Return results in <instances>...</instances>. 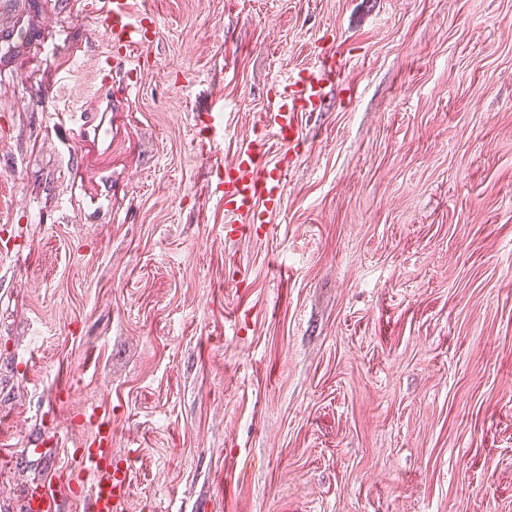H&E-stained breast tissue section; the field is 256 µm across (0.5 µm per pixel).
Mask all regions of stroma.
<instances>
[{
	"label": "stroma",
	"instance_id": "35a3bbf8",
	"mask_svg": "<svg viewBox=\"0 0 512 512\" xmlns=\"http://www.w3.org/2000/svg\"><path fill=\"white\" fill-rule=\"evenodd\" d=\"M0 44V512H512V0H19ZM333 55L281 202L224 210L276 85ZM101 13L109 32L115 54L131 61L136 70L144 56L142 50L148 45L152 16L147 12H134L132 0H103ZM101 426L91 442L86 440L78 445L83 448L75 460L79 476H84L92 485L85 496L84 512L119 511L128 487L126 472L112 469L115 445L111 426ZM52 483H44L40 488L28 489L23 495L24 512H58L59 496Z\"/></svg>",
	"mask_w": 512,
	"mask_h": 512
}]
</instances>
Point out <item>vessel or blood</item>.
Masks as SVG:
<instances>
[{"label": "vessel or blood", "instance_id": "1", "mask_svg": "<svg viewBox=\"0 0 512 512\" xmlns=\"http://www.w3.org/2000/svg\"><path fill=\"white\" fill-rule=\"evenodd\" d=\"M101 13L115 54L140 64L150 41L151 14L135 13L133 0H102ZM334 71V63L325 62L318 69L300 72L282 83L274 107L264 114L265 131L281 143L294 142L299 136L303 113L320 110L325 83ZM284 176L282 169L264 165L260 144L242 148L224 167L225 212L253 216L259 209L277 206L283 193ZM113 445L112 429L108 426L98 429L92 441L82 444L75 467L91 483L84 512H119L128 479L125 472L112 467ZM58 510V497L52 484L28 489L23 495V512Z\"/></svg>", "mask_w": 512, "mask_h": 512}]
</instances>
